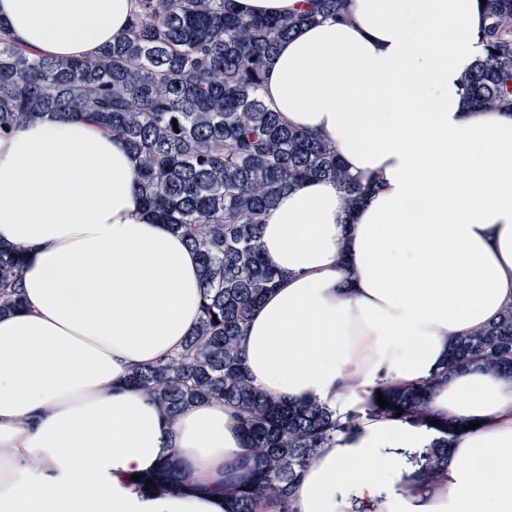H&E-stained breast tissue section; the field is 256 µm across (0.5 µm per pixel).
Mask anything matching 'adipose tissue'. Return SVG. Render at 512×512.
Masks as SVG:
<instances>
[{
  "instance_id": "ef3b65f1",
  "label": "adipose tissue",
  "mask_w": 512,
  "mask_h": 512,
  "mask_svg": "<svg viewBox=\"0 0 512 512\" xmlns=\"http://www.w3.org/2000/svg\"><path fill=\"white\" fill-rule=\"evenodd\" d=\"M136 0H0L23 47L93 58ZM482 0H352L282 41L263 99L335 145L371 186L347 211L332 182L282 194L262 227L280 277L240 339L270 399L337 417L378 384L439 378L438 421L465 424L448 478L409 455L433 433L363 419L309 462L297 512H512V376L444 375L448 343L512 306V114L463 84L484 58ZM0 242L22 247L23 309L0 316V512H227L216 486L250 478L217 403L170 420L129 384L180 350L201 307L198 260L143 210L135 164L86 121L48 114L0 136ZM177 455L193 487L133 475Z\"/></svg>"
}]
</instances>
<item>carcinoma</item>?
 <instances>
[{"label":"carcinoma","mask_w":512,"mask_h":512,"mask_svg":"<svg viewBox=\"0 0 512 512\" xmlns=\"http://www.w3.org/2000/svg\"><path fill=\"white\" fill-rule=\"evenodd\" d=\"M350 2L310 0L301 14L257 18L234 11L232 0H139L126 35L88 60L25 49L0 20V131L54 112L111 134L137 161L143 207L198 255L196 329L176 354L134 369L129 383L169 418L203 401L221 403L237 418L251 448L242 466L252 478L222 486L232 512H262L270 503L295 512L294 491L307 464L365 416L437 432L421 472L430 483L446 480L448 448L463 430L452 422L430 424V380L404 388L381 384L363 411L341 420L317 400H269L243 364L239 338L278 279L260 249L262 225L278 196L325 178L353 209L368 191L334 146L286 124L262 95L278 43L302 25L343 16ZM484 10L486 56L467 79L468 92L479 110L512 112V0H485ZM22 264V248L0 244V313L24 306ZM471 363L512 374V306L449 344L448 371ZM379 391L389 406H379ZM148 478L153 483L140 487L187 481L174 456Z\"/></svg>","instance_id":"cac0c4a2"}]
</instances>
